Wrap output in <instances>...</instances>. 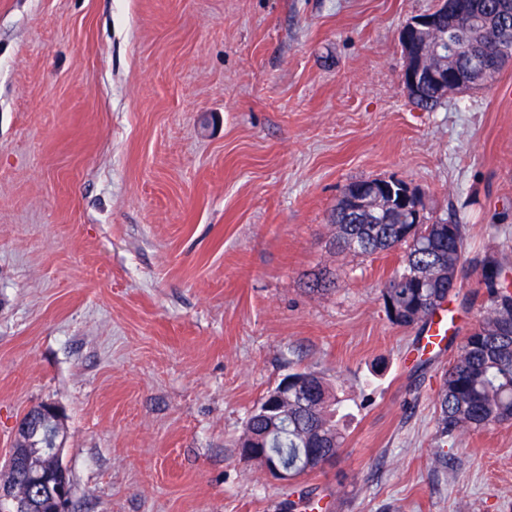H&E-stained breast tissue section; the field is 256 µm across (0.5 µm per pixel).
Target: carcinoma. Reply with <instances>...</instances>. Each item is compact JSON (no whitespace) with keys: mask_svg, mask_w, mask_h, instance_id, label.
<instances>
[{"mask_svg":"<svg viewBox=\"0 0 512 512\" xmlns=\"http://www.w3.org/2000/svg\"><path fill=\"white\" fill-rule=\"evenodd\" d=\"M413 103L431 110L442 100L432 88L409 93ZM348 204L339 200L332 212L336 226V247L353 255H373L405 247L402 265L382 291L381 299L391 321L411 327L427 326L431 313L414 320L409 317L418 306L431 302L439 306L455 289L430 278L435 267L445 268L448 278L458 277L464 264L466 229L463 224H403L400 214L388 211L373 221L355 224ZM480 282L485 288V315L465 337L456 358L441 378L436 398L437 423L443 438L467 432H481L491 426L512 422V332L503 328L512 319V271L494 256L481 260ZM291 376L302 386L288 394V413L276 428L251 414L245 422L241 449L261 438L262 451L271 466L288 469L291 480L309 473L307 452L321 449L331 458L344 441L342 400L325 378L309 371Z\"/></svg>","mask_w":512,"mask_h":512,"instance_id":"obj_1","label":"carcinoma"}]
</instances>
